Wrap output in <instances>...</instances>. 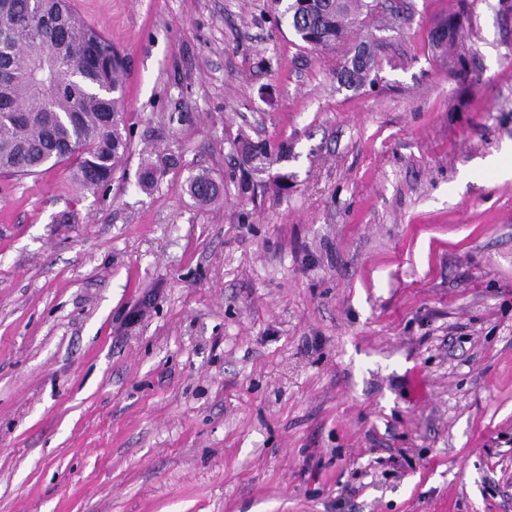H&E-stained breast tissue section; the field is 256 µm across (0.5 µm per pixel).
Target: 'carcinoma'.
Wrapping results in <instances>:
<instances>
[{
	"mask_svg": "<svg viewBox=\"0 0 512 512\" xmlns=\"http://www.w3.org/2000/svg\"><path fill=\"white\" fill-rule=\"evenodd\" d=\"M286 2L282 17L295 36L306 45L331 50L342 43L355 22L352 4L370 14V0H301ZM52 11L62 19L66 43L52 32L36 37L20 32L7 45L0 44V63L14 74L9 111L0 112V171L26 176L41 172L45 164L74 162L72 179L81 189L97 192L112 181L119 161L128 150L121 119L104 123L105 113L116 112L121 90V62L112 43L86 25L71 11L67 0H0V19L9 15H36ZM94 49L110 58V64L92 62ZM377 66V54L363 63L345 58L337 77L347 87H360ZM190 195L210 202L221 194V186L207 172L193 176Z\"/></svg>",
	"mask_w": 512,
	"mask_h": 512,
	"instance_id": "1",
	"label": "carcinoma"
}]
</instances>
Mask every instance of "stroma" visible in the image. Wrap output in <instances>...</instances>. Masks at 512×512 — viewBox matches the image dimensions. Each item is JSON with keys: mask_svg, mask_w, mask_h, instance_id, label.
Here are the masks:
<instances>
[{"mask_svg": "<svg viewBox=\"0 0 512 512\" xmlns=\"http://www.w3.org/2000/svg\"><path fill=\"white\" fill-rule=\"evenodd\" d=\"M72 6L130 148L94 194L0 173V512H512V0L326 51L273 0ZM377 66V51L375 50L372 55L365 61V63L356 64L352 55L345 58L337 77L343 85L351 88H358L362 86L370 77V74ZM221 186L207 172L193 176L188 184L190 195L200 202H210L221 194Z\"/></svg>", "mask_w": 512, "mask_h": 512, "instance_id": "stroma-1", "label": "stroma"}]
</instances>
